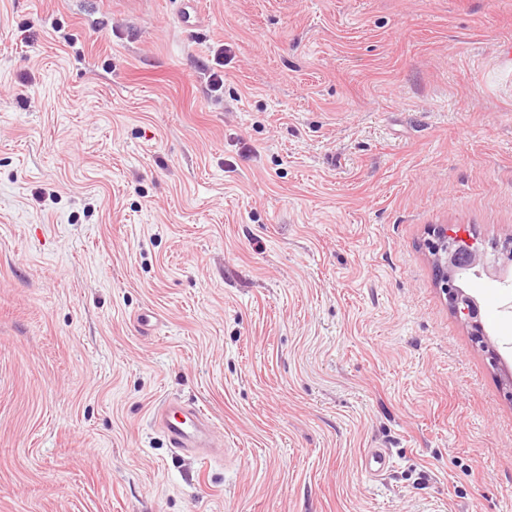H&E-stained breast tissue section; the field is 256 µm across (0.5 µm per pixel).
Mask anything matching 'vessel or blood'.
Listing matches in <instances>:
<instances>
[{
  "label": "vessel or blood",
  "instance_id": "vessel-or-blood-1",
  "mask_svg": "<svg viewBox=\"0 0 512 512\" xmlns=\"http://www.w3.org/2000/svg\"><path fill=\"white\" fill-rule=\"evenodd\" d=\"M154 421L175 451L204 459L213 455L211 426L199 406L165 402L156 409Z\"/></svg>",
  "mask_w": 512,
  "mask_h": 512
}]
</instances>
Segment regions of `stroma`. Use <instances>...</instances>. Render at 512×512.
I'll use <instances>...</instances> for the list:
<instances>
[{"instance_id": "1", "label": "stroma", "mask_w": 512, "mask_h": 512, "mask_svg": "<svg viewBox=\"0 0 512 512\" xmlns=\"http://www.w3.org/2000/svg\"><path fill=\"white\" fill-rule=\"evenodd\" d=\"M193 2L0 0V512H512V0ZM434 238L435 240L430 243V250L441 273L442 290L449 300L451 309L460 317L463 316L468 324L471 323L479 342L487 347L491 359L498 361L500 356L494 349H489L482 326L473 321L479 313V303L466 291L462 280H458V274L462 270L472 271L476 276L480 275L476 268L482 266L484 269L483 253L469 245L466 247L449 245L448 233L443 232L441 228L437 229ZM154 421L175 451L195 453L202 459L214 454L211 426L199 406L163 402L154 413Z\"/></svg>"}]
</instances>
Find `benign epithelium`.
I'll list each match as a JSON object with an SVG mask.
<instances>
[{"mask_svg":"<svg viewBox=\"0 0 512 512\" xmlns=\"http://www.w3.org/2000/svg\"><path fill=\"white\" fill-rule=\"evenodd\" d=\"M430 250L441 273L442 290L449 300L451 309L471 324L479 342L487 344L482 326L475 322L479 313V303L466 291L463 282L458 280V274L463 270L471 271L476 276L480 275L478 267L484 265L483 253L469 245H449L448 233L440 228L434 234Z\"/></svg>","mask_w":512,"mask_h":512,"instance_id":"benign-epithelium-1","label":"benign epithelium"}]
</instances>
